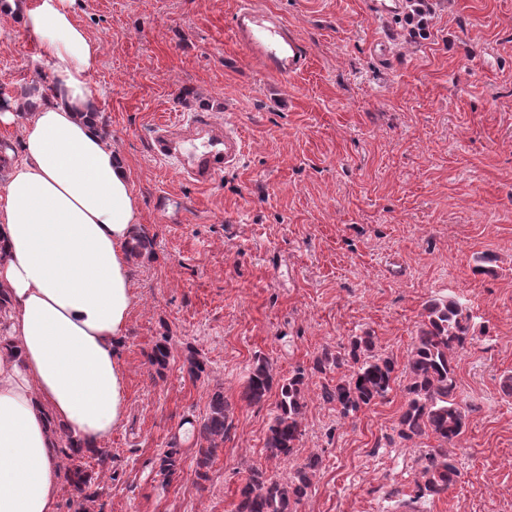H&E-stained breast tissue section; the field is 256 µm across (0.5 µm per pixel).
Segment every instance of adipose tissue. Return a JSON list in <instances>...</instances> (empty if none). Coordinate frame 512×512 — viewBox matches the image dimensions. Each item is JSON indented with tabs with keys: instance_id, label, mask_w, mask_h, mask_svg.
<instances>
[{
	"instance_id": "1",
	"label": "adipose tissue",
	"mask_w": 512,
	"mask_h": 512,
	"mask_svg": "<svg viewBox=\"0 0 512 512\" xmlns=\"http://www.w3.org/2000/svg\"><path fill=\"white\" fill-rule=\"evenodd\" d=\"M38 41L51 89L23 122L0 184V512H58L59 424L94 448L128 415L119 352L134 304L128 249L140 224L129 171L92 117L101 48L70 0H0Z\"/></svg>"
}]
</instances>
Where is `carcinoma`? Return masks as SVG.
I'll list each match as a JSON object with an SVG mask.
<instances>
[{
  "mask_svg": "<svg viewBox=\"0 0 512 512\" xmlns=\"http://www.w3.org/2000/svg\"><path fill=\"white\" fill-rule=\"evenodd\" d=\"M156 242L141 228L129 251V258L155 256ZM473 340L471 316L464 303L455 297L434 298L424 308L406 361V398L396 426L397 437L405 443L432 437L438 447L428 450L425 463L416 475V488L423 496L439 497L458 479V467L448 457L447 446L458 442L465 432L467 415L456 400L455 359ZM171 358L169 338L161 337L152 348L149 362L157 374H163ZM187 373L200 378L206 362L196 352L186 356ZM336 371V380L323 386L322 398L333 405L341 419L354 418L363 409L385 399L397 380L396 363L377 349V337L370 330L349 337L343 351L324 352L310 369H296L280 377L272 363L257 357L249 367L241 397L250 404H261L276 392L273 417L265 437L268 458L291 461L296 454L307 411L306 392L309 374ZM193 428L196 480H207L217 451L229 431V407L224 392L214 391L206 415L199 421L186 420ZM62 466V484L66 491L92 502L98 498L100 476L82 465L91 458L101 466L111 458L108 448L84 449L71 441L61 428L56 429ZM185 449L173 440L157 453L158 474L169 485L180 477ZM322 468V459L309 456L293 465L284 476L252 468L239 490L236 512H297L308 497L314 479Z\"/></svg>",
  "mask_w": 512,
  "mask_h": 512,
  "instance_id": "carcinoma-1",
  "label": "carcinoma"
}]
</instances>
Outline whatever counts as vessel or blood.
I'll use <instances>...</instances> for the list:
<instances>
[{"instance_id": "b4317fda", "label": "vessel or blood", "mask_w": 512, "mask_h": 512, "mask_svg": "<svg viewBox=\"0 0 512 512\" xmlns=\"http://www.w3.org/2000/svg\"><path fill=\"white\" fill-rule=\"evenodd\" d=\"M232 33L244 52L267 73L288 77L301 71L307 62L304 46L289 34L281 18L257 6L256 0H238ZM190 124L208 129L202 145L172 138L170 125L162 124L153 131L152 151L158 158L173 161L193 182L206 185L239 163L244 140L230 121L217 123L200 116L191 119Z\"/></svg>"}]
</instances>
